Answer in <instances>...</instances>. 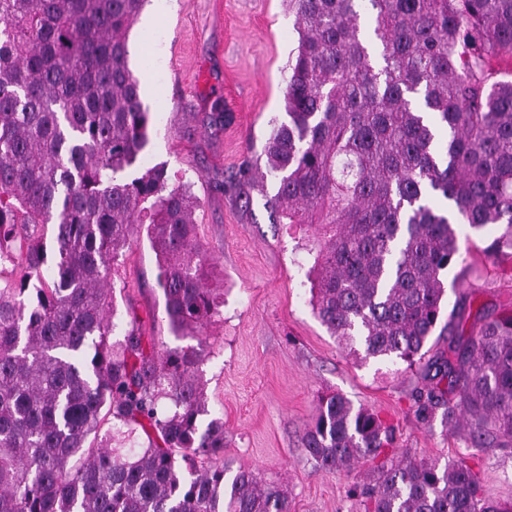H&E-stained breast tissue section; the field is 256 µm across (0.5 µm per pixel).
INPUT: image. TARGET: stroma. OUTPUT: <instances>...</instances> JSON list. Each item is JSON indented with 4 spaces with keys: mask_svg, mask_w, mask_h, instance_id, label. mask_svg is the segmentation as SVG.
<instances>
[{
    "mask_svg": "<svg viewBox=\"0 0 512 512\" xmlns=\"http://www.w3.org/2000/svg\"><path fill=\"white\" fill-rule=\"evenodd\" d=\"M128 39L152 122L137 167L162 164L191 182L209 284L224 291L220 320L203 330L202 370L210 413L224 420L225 461L287 485L291 512H362L348 489L372 462L318 472L302 444L318 397L339 392L394 425L397 454L469 466L486 497L511 500L512 444L491 435L477 448L468 428H422L412 409L422 366L350 354L312 311L316 231L272 209L277 181L264 173L270 122L285 117L288 59L298 46L288 0H145ZM217 110L224 124L212 123ZM245 167L265 179L241 202L231 183ZM496 234L493 225L477 234L461 228L475 247L448 270L445 311L461 296L476 308L512 311V261L481 251ZM110 294L113 339H123L135 316L158 347L183 345L165 319L146 233L133 237Z\"/></svg>",
    "mask_w": 512,
    "mask_h": 512,
    "instance_id": "1",
    "label": "stroma"
}]
</instances>
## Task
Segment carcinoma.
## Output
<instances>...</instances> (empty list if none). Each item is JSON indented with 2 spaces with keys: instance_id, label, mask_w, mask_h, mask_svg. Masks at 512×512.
<instances>
[{
  "instance_id": "obj_1",
  "label": "carcinoma",
  "mask_w": 512,
  "mask_h": 512,
  "mask_svg": "<svg viewBox=\"0 0 512 512\" xmlns=\"http://www.w3.org/2000/svg\"><path fill=\"white\" fill-rule=\"evenodd\" d=\"M290 0L299 34L286 119L264 147L275 209L325 230L313 310L364 357L425 363V428L476 418L512 440V315L426 358L462 256L455 226L498 235L512 257V0ZM144 0H0V512H290L288 490L224 463L209 414L201 329L224 294L207 285L190 185L163 166L128 169L151 115L129 67ZM447 141L437 142V127ZM148 225L172 332L159 349L132 317L111 341L112 274ZM394 427L331 393L303 445L317 471L380 459L350 494L364 512H512L452 461L388 457Z\"/></svg>"
}]
</instances>
